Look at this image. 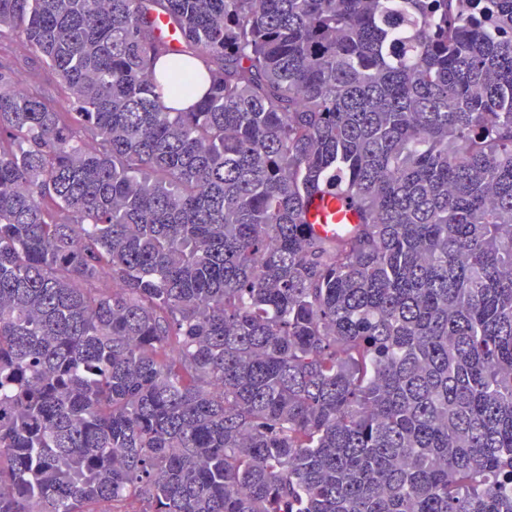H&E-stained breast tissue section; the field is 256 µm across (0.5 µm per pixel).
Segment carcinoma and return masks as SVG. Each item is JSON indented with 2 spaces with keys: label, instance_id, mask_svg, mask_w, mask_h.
<instances>
[{
  "label": "carcinoma",
  "instance_id": "1",
  "mask_svg": "<svg viewBox=\"0 0 512 512\" xmlns=\"http://www.w3.org/2000/svg\"><path fill=\"white\" fill-rule=\"evenodd\" d=\"M18 41L66 97L0 65V512H512V0H0ZM308 221L317 232L332 234L342 224H353L354 214L338 199L329 195L315 194L310 200Z\"/></svg>",
  "mask_w": 512,
  "mask_h": 512
}]
</instances>
